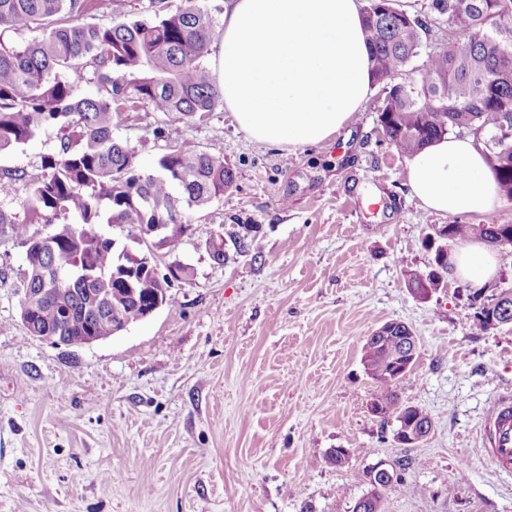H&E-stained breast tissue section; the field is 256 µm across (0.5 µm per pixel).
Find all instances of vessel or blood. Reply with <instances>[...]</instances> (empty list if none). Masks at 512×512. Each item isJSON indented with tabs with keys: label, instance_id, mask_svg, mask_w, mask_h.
Listing matches in <instances>:
<instances>
[{
	"label": "vessel or blood",
	"instance_id": "obj_1",
	"mask_svg": "<svg viewBox=\"0 0 512 512\" xmlns=\"http://www.w3.org/2000/svg\"><path fill=\"white\" fill-rule=\"evenodd\" d=\"M479 439L490 461L502 472L512 471V390L493 393L479 426Z\"/></svg>",
	"mask_w": 512,
	"mask_h": 512
}]
</instances>
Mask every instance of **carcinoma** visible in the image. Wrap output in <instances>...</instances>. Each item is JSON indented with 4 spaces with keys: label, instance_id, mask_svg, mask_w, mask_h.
<instances>
[{
    "label": "carcinoma",
    "instance_id": "obj_1",
    "mask_svg": "<svg viewBox=\"0 0 512 512\" xmlns=\"http://www.w3.org/2000/svg\"><path fill=\"white\" fill-rule=\"evenodd\" d=\"M112 0H0V35L19 24L37 32L29 41L0 43V155L22 148L45 129L57 145L41 156L40 169H0V198L25 194V218L0 208V224L11 226L25 248L18 275L22 288L45 289L29 323L41 336L82 347L90 336H112V303L119 300L124 269L112 238L99 224H181L184 209L205 208L231 188L235 173L224 158L184 143L158 155L153 171L134 162V151L113 136L119 117L141 103L192 121L224 102V92L205 65L219 35L218 23L199 0L173 10L168 0H149L150 15L117 24L82 21ZM429 15L445 20L442 48L426 50V21L398 0H368L363 27L373 81L385 99L379 122L398 151L414 154L453 132L482 131L487 164L501 194L512 200V0H429ZM416 78L400 75L421 54ZM94 85V91L85 87ZM71 214L72 224L54 223ZM49 231L35 235L29 225ZM440 233L460 241L472 224H448ZM492 246H512V224L485 229ZM414 280V288L444 286L447 266ZM136 297L151 304L161 284L137 274ZM470 327L491 330L490 315L473 307ZM408 332L387 322L367 338L361 361L378 387L375 398L430 422L420 407L397 394L386 352L392 338Z\"/></svg>",
    "mask_w": 512,
    "mask_h": 512
}]
</instances>
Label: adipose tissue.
Listing matches in <instances>:
<instances>
[{
    "instance_id": "adipose-tissue-1",
    "label": "adipose tissue",
    "mask_w": 512,
    "mask_h": 512,
    "mask_svg": "<svg viewBox=\"0 0 512 512\" xmlns=\"http://www.w3.org/2000/svg\"><path fill=\"white\" fill-rule=\"evenodd\" d=\"M218 76L226 108L253 139L283 149L324 141L370 93L359 0H227ZM407 183L424 209L439 213L484 215L500 200L468 138L448 136L413 154ZM496 267L478 242L455 254V275L476 286Z\"/></svg>"
}]
</instances>
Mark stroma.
<instances>
[{"label": "stroma", "mask_w": 512, "mask_h": 512, "mask_svg": "<svg viewBox=\"0 0 512 512\" xmlns=\"http://www.w3.org/2000/svg\"><path fill=\"white\" fill-rule=\"evenodd\" d=\"M382 87L330 139L284 151L226 108L192 123L140 105L114 135L142 171L185 142L236 179L188 209L178 260L196 271L172 305L84 347L32 336L20 320L24 249L0 231V512H351L379 461L412 460L384 512H512L476 430L512 388V324L470 329L464 280L429 299L422 239L469 215L433 213L407 191L406 154L378 121ZM253 238L247 253L236 237ZM223 242L227 259L209 246ZM397 320L419 338L401 402L430 434L399 444L369 414L377 386L361 349ZM332 448L350 451L330 464Z\"/></svg>", "instance_id": "1"}]
</instances>
